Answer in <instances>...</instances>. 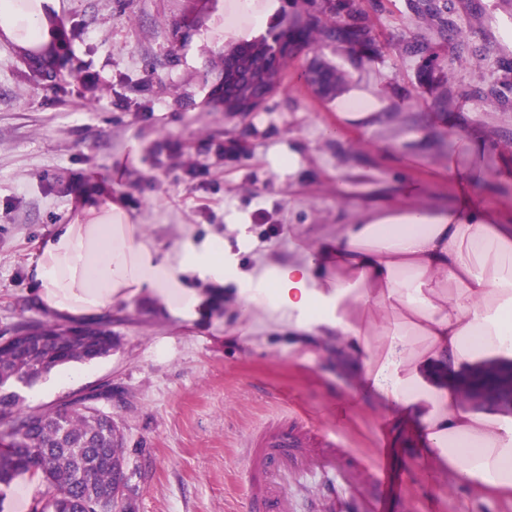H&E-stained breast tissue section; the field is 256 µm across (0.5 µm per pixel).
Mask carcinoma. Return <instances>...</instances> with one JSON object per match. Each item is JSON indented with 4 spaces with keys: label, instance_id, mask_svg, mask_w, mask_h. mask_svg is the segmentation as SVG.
I'll use <instances>...</instances> for the list:
<instances>
[{
    "label": "carcinoma",
    "instance_id": "obj_1",
    "mask_svg": "<svg viewBox=\"0 0 512 512\" xmlns=\"http://www.w3.org/2000/svg\"><path fill=\"white\" fill-rule=\"evenodd\" d=\"M295 27L307 38L314 31L324 41L347 36L358 38L369 52L377 53L372 39L357 24V18L325 19L313 15L299 18ZM284 32L271 31L258 40L243 43L252 62L263 65L283 42ZM345 76L319 65L310 83L320 95H329L343 84ZM38 332L42 341L28 345H0V420L8 425L9 448L0 454V487L9 486L25 474L39 477L46 492L34 500L31 512H132L131 499L112 501L119 487L121 469L128 465L124 435L101 408L94 415L83 397L61 402L45 411H26L12 390L17 384L32 386L69 362H82L112 355V330L88 328L91 341L75 337L70 329L37 323L20 330Z\"/></svg>",
    "mask_w": 512,
    "mask_h": 512
}]
</instances>
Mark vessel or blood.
Returning <instances> with one entry per match:
<instances>
[{"label":"vessel or blood","instance_id":"1","mask_svg":"<svg viewBox=\"0 0 512 512\" xmlns=\"http://www.w3.org/2000/svg\"><path fill=\"white\" fill-rule=\"evenodd\" d=\"M243 448L249 512H294L292 487L303 471L324 475L311 500L312 512H388L400 484L392 448L363 459L293 414H281L254 429Z\"/></svg>","mask_w":512,"mask_h":512}]
</instances>
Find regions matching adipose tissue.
<instances>
[{
	"mask_svg": "<svg viewBox=\"0 0 512 512\" xmlns=\"http://www.w3.org/2000/svg\"><path fill=\"white\" fill-rule=\"evenodd\" d=\"M53 5L0 0V32L26 48L50 44ZM29 280L41 308L83 321L144 296L196 320L234 286L248 331L287 334L298 352L334 349L349 380L405 414L434 469L512 500V416L460 407L447 383L462 365L512 359V224L495 210L377 213L245 269L216 237L159 248L95 182L40 241Z\"/></svg>",
	"mask_w": 512,
	"mask_h": 512,
	"instance_id": "ef3b65f1",
	"label": "adipose tissue"
}]
</instances>
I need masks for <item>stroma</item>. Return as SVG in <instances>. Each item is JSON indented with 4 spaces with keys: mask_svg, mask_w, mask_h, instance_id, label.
Here are the masks:
<instances>
[{
    "mask_svg": "<svg viewBox=\"0 0 512 512\" xmlns=\"http://www.w3.org/2000/svg\"><path fill=\"white\" fill-rule=\"evenodd\" d=\"M418 2L277 0L266 28L353 14L382 52L300 41L257 112L214 100L211 62L238 43L226 20L239 0H56L50 23L70 64L48 81L0 32V336L56 323L27 270L93 177L164 248L189 231L233 244L248 225L238 257L250 266L376 211L447 208L457 172L512 224V0H438V18L418 14ZM444 20L464 38L441 37ZM316 60L348 76L334 97L310 86ZM362 87L380 107L349 119L339 102ZM291 151L294 165L281 164ZM240 317L224 295L193 322L154 298L115 304L102 319L111 356L71 363L77 379L48 396L19 387L21 405L45 410L111 387L134 512H247L241 447L286 409L359 452L386 437L402 477L391 512H512V502L429 478L404 422L342 396L346 375L327 349L298 360L285 337L238 336Z\"/></svg>",
    "mask_w": 512,
    "mask_h": 512,
    "instance_id": "1",
    "label": "stroma"
}]
</instances>
